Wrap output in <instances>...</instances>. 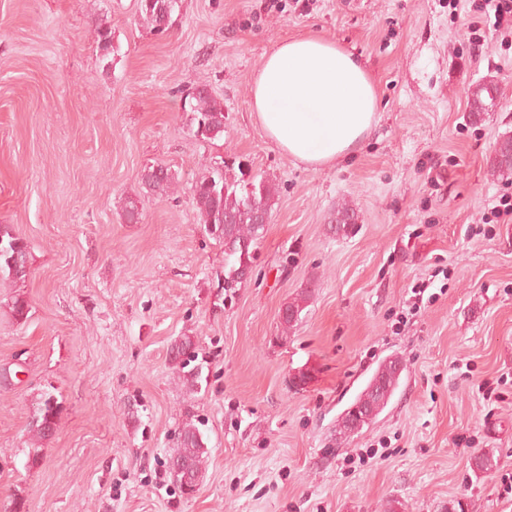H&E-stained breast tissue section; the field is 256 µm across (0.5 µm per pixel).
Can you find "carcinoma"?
<instances>
[{"mask_svg": "<svg viewBox=\"0 0 512 512\" xmlns=\"http://www.w3.org/2000/svg\"><path fill=\"white\" fill-rule=\"evenodd\" d=\"M181 0H138L142 22L159 35L167 33L173 24V15L180 10ZM96 49L103 59L113 51L112 29L103 23L96 30ZM498 89L493 84H479L472 92L471 114L478 119L495 105ZM184 111L191 113L192 131L200 140H215L224 136V101L207 87L198 86L185 97ZM490 170L502 177L512 175V135L502 137L490 158ZM147 191L157 196H168L176 188V180L167 168L157 173L142 175ZM193 202L199 221L206 232L224 244V294L232 295L242 287L241 268L248 266L263 237L265 225L255 223V211L262 209L271 214L276 204V184L251 174L246 164L239 161L229 165L222 161L209 165L191 186ZM356 223L355 211L346 204L336 209V231L348 232ZM30 251L24 238L17 235L8 224H0V278L20 283L26 280ZM308 299L304 290L283 309L281 324L292 328L299 321ZM173 367L183 382L194 389L200 384L201 368L192 365L198 357L196 337L184 334L173 340L169 348ZM402 366L392 359L381 364L367 387H376L375 395L367 406L381 412L399 385ZM60 406L56 397L44 393L39 398L28 424L29 444L33 456H38L43 443L58 426ZM206 442L203 433L193 423L187 422L179 430L176 448L168 458V473L180 489L198 487L203 480L206 461ZM182 465L189 478L175 475L174 467Z\"/></svg>", "mask_w": 512, "mask_h": 512, "instance_id": "obj_1", "label": "carcinoma"}]
</instances>
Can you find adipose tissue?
Instances as JSON below:
<instances>
[{"label": "adipose tissue", "instance_id": "ef3b65f1", "mask_svg": "<svg viewBox=\"0 0 512 512\" xmlns=\"http://www.w3.org/2000/svg\"><path fill=\"white\" fill-rule=\"evenodd\" d=\"M251 98L266 137L310 168L353 155L375 128L378 97L363 62L317 35L277 45L253 78Z\"/></svg>", "mask_w": 512, "mask_h": 512}]
</instances>
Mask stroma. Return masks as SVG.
<instances>
[{"instance_id": "obj_1", "label": "stroma", "mask_w": 512, "mask_h": 512, "mask_svg": "<svg viewBox=\"0 0 512 512\" xmlns=\"http://www.w3.org/2000/svg\"><path fill=\"white\" fill-rule=\"evenodd\" d=\"M471 20L477 44L450 0H181L159 36L137 0H0V224L31 252L24 282L0 280V512L17 497L25 512H448L457 499L512 512V216L482 222L512 199V177L489 168L512 135V35L493 10ZM305 34L354 51L379 95L372 135L318 169L271 143L251 108L266 55ZM487 81L498 99L476 121L471 92ZM203 84L224 101L212 141L181 108ZM233 155L279 197L228 300L224 247L191 185ZM157 165L174 194L143 188ZM183 334L199 343L195 390L169 362ZM391 357L404 372L388 406L340 434ZM45 392L60 421L33 461ZM188 421L207 442L191 496L165 467ZM483 451L496 464L478 475Z\"/></svg>"}]
</instances>
